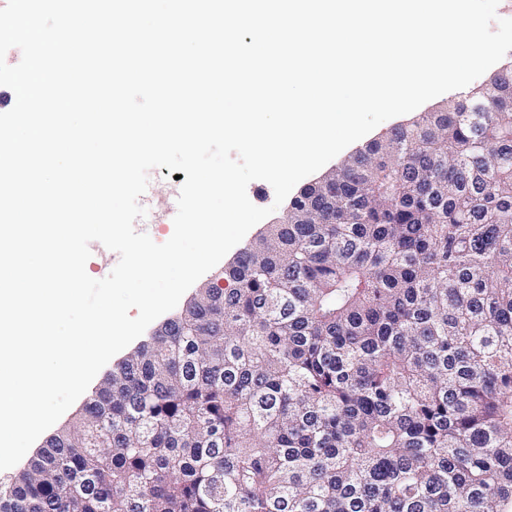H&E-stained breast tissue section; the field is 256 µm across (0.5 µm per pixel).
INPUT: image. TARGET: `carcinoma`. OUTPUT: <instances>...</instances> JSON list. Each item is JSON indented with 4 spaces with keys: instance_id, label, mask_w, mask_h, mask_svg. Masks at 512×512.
<instances>
[{
    "instance_id": "carcinoma-1",
    "label": "carcinoma",
    "mask_w": 512,
    "mask_h": 512,
    "mask_svg": "<svg viewBox=\"0 0 512 512\" xmlns=\"http://www.w3.org/2000/svg\"><path fill=\"white\" fill-rule=\"evenodd\" d=\"M326 193L115 364L0 512H512V83Z\"/></svg>"
}]
</instances>
